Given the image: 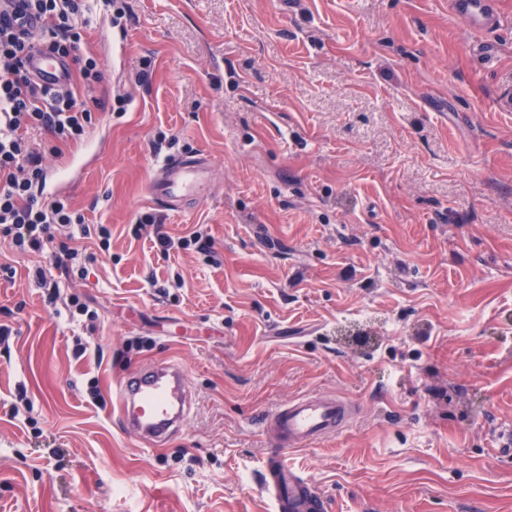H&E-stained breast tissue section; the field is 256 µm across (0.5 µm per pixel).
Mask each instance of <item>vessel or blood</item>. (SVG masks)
<instances>
[{
	"label": "vessel or blood",
	"mask_w": 512,
	"mask_h": 512,
	"mask_svg": "<svg viewBox=\"0 0 512 512\" xmlns=\"http://www.w3.org/2000/svg\"><path fill=\"white\" fill-rule=\"evenodd\" d=\"M453 14L469 29L493 28L498 13L495 0H448ZM29 73L41 84L65 86L71 75L69 61L45 51L30 54ZM209 160L192 153L164 161L149 180L147 198L172 213L189 211L205 193ZM120 428L151 447H161L181 427L193 406L187 374L174 362L139 367L122 377L116 390ZM355 410L344 399L325 393H310L288 401L268 415L279 435L266 454L261 490L275 505V512H324L325 499L300 471L289 465L285 449H299L313 441L333 437L345 430Z\"/></svg>",
	"instance_id": "1"
}]
</instances>
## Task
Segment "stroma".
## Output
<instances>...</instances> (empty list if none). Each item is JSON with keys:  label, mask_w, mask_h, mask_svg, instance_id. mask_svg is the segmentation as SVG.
Listing matches in <instances>:
<instances>
[{"label": "stroma", "mask_w": 512, "mask_h": 512, "mask_svg": "<svg viewBox=\"0 0 512 512\" xmlns=\"http://www.w3.org/2000/svg\"><path fill=\"white\" fill-rule=\"evenodd\" d=\"M118 0L92 26L109 93L45 195L111 246L0 241V512H272L259 420L333 391L342 434L289 451L327 512H512V0ZM212 162L190 212L155 166ZM160 227L136 229L139 215ZM203 228L209 253L162 250ZM96 320L58 313L31 277ZM87 352L76 357V343ZM182 365L197 405L160 450L118 425L126 371ZM98 385L92 399L90 385ZM17 416H10V407ZM448 5L451 12L473 31L489 30L497 22L495 0H448Z\"/></svg>", "instance_id": "obj_1"}]
</instances>
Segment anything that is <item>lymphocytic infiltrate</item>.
<instances>
[{"mask_svg": "<svg viewBox=\"0 0 512 512\" xmlns=\"http://www.w3.org/2000/svg\"><path fill=\"white\" fill-rule=\"evenodd\" d=\"M113 0H0V238L22 252H40L72 226L96 236L109 248L108 225H86L67 199L42 197L46 180L44 154L35 133L48 134L55 157L83 143L96 112L112 108L103 87L97 57L87 48L89 16L111 17ZM36 13L44 20L37 34L6 22V15ZM36 50L69 58L76 66L64 88L39 85L25 61ZM59 245L57 264L73 261L78 248Z\"/></svg>", "mask_w": 512, "mask_h": 512, "instance_id": "obj_1", "label": "lymphocytic infiltrate"}]
</instances>
